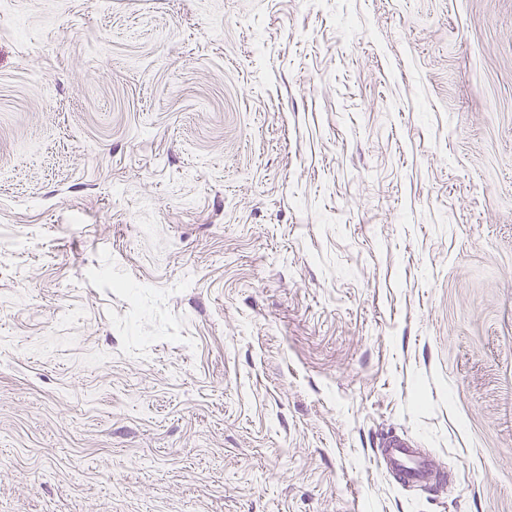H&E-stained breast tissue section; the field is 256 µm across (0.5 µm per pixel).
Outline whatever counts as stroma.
I'll return each mask as SVG.
<instances>
[{
    "label": "stroma",
    "mask_w": 512,
    "mask_h": 512,
    "mask_svg": "<svg viewBox=\"0 0 512 512\" xmlns=\"http://www.w3.org/2000/svg\"><path fill=\"white\" fill-rule=\"evenodd\" d=\"M0 512H512V0H0ZM388 471L405 484L427 483L439 473L440 463L430 457H422L407 437L391 436L379 448Z\"/></svg>",
    "instance_id": "35a3bbf8"
}]
</instances>
